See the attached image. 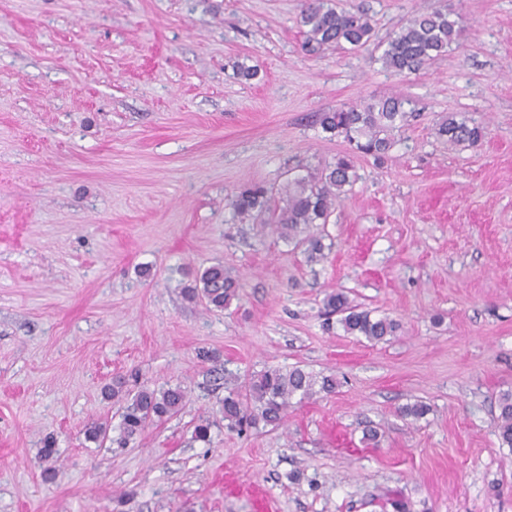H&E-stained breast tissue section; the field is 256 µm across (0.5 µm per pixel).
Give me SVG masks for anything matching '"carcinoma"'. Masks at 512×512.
<instances>
[{
    "label": "carcinoma",
    "mask_w": 512,
    "mask_h": 512,
    "mask_svg": "<svg viewBox=\"0 0 512 512\" xmlns=\"http://www.w3.org/2000/svg\"><path fill=\"white\" fill-rule=\"evenodd\" d=\"M300 25L306 28V46L311 51L368 47L374 27L366 13L360 10L337 9L326 0H304ZM462 32L461 19L451 11H433L410 17L387 42L380 57L385 69L397 75H417L426 66L446 55ZM407 100L384 96L363 104H351L320 112L317 121L322 130L342 137L350 150L336 156L335 161L303 176L288 181L281 189V204L271 206L273 191L260 184L241 187L232 197L231 205L241 218L255 211L271 214V227L282 238L304 247L307 260L325 258V246L315 229L328 222L347 188L357 180L354 157L358 154L382 158L394 145L393 132L407 125L412 113L405 110ZM438 139L450 145L477 146L486 136V128L450 113L436 125ZM201 287L188 290V297H202L206 304L222 310L238 298L242 290L240 279L216 263L199 277ZM327 314L337 316L336 323L348 336L381 342L398 335L402 324L388 316H376L373 311L353 305L344 292L333 290L323 299ZM336 378L317 376L300 367L288 370L267 369L251 376L241 385L227 389L220 413L229 429L263 425L277 429L288 418L293 400L302 403L320 393L335 392ZM106 399L118 406V447H125L155 422L177 414L186 399L180 386L162 389L142 387L135 392L118 380L105 388ZM430 413V406L416 401L403 406V418L417 422ZM496 426L501 445L512 448V392L501 393L497 402ZM87 439L103 444L109 440L106 423L93 422L86 428Z\"/></svg>",
    "instance_id": "1"
}]
</instances>
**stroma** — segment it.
Segmentation results:
<instances>
[{"mask_svg": "<svg viewBox=\"0 0 512 512\" xmlns=\"http://www.w3.org/2000/svg\"><path fill=\"white\" fill-rule=\"evenodd\" d=\"M331 3L372 17V46L305 52L302 0H0V512H255L228 475L276 512H512L495 423L512 390V0ZM437 9L464 21L447 56L386 70L389 35ZM391 94L417 116L386 158L356 157L324 261L237 217L241 185L347 151L317 113ZM451 112L485 141L441 144ZM216 262L243 288L210 311L185 290ZM331 290L400 335L326 329ZM295 366L340 385L280 428L195 440L227 380ZM118 376L181 385L186 404L128 447L88 441L91 422L119 426L102 395ZM418 400L413 424L399 410Z\"/></svg>", "mask_w": 512, "mask_h": 512, "instance_id": "obj_1", "label": "stroma"}]
</instances>
